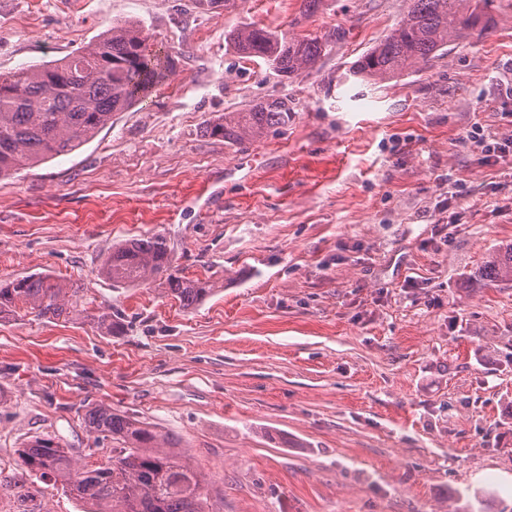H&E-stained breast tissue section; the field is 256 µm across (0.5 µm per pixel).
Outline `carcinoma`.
<instances>
[{"label":"carcinoma","mask_w":512,"mask_h":512,"mask_svg":"<svg viewBox=\"0 0 512 512\" xmlns=\"http://www.w3.org/2000/svg\"><path fill=\"white\" fill-rule=\"evenodd\" d=\"M400 20L353 63L350 75L364 81L391 79L428 65L451 43L481 37L492 28L494 0H406ZM325 0H300L293 25L321 10ZM344 31L288 35L268 28L244 27L225 35L242 57L261 58L282 81L315 68ZM135 23L112 25L77 54L37 67L0 74V177L66 156L145 98L175 73L178 56L150 47ZM291 100L270 97L243 112H226L206 123V133L231 146L259 139L288 125ZM97 275L114 288L160 282L185 310H193L212 291L208 280L184 276L175 265L174 247L161 234L131 238L112 247ZM491 283L512 282V243L499 248L483 267ZM83 292L50 276L29 275L0 281V317L21 311L59 320L73 311ZM107 334L120 331V319L102 312L93 317ZM84 423L95 439L112 440V460L89 461L92 452L66 448L52 438L36 437L18 449L25 473L52 480L85 512H207L204 476L179 441L150 424L105 404L90 406ZM39 488L22 476L0 475V497L38 496Z\"/></svg>","instance_id":"cac0c4a2"}]
</instances>
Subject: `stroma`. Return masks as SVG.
<instances>
[{
  "instance_id": "1",
  "label": "stroma",
  "mask_w": 512,
  "mask_h": 512,
  "mask_svg": "<svg viewBox=\"0 0 512 512\" xmlns=\"http://www.w3.org/2000/svg\"><path fill=\"white\" fill-rule=\"evenodd\" d=\"M494 5L485 38L363 86L347 71L404 0H327L302 30L347 37L290 82L225 34L291 32L298 0H0L1 74L113 23L179 57L80 149L0 177V280L66 279L86 310L0 318V473L37 436L108 463L112 442L83 423L104 403L179 440L212 512L511 504L512 283L478 271L512 242V159L483 162L471 137L512 138V0ZM270 96L293 101L287 127L242 148L206 134ZM153 234L183 275L215 283L196 309L98 278L113 244ZM101 311L123 333L93 324Z\"/></svg>"
}]
</instances>
